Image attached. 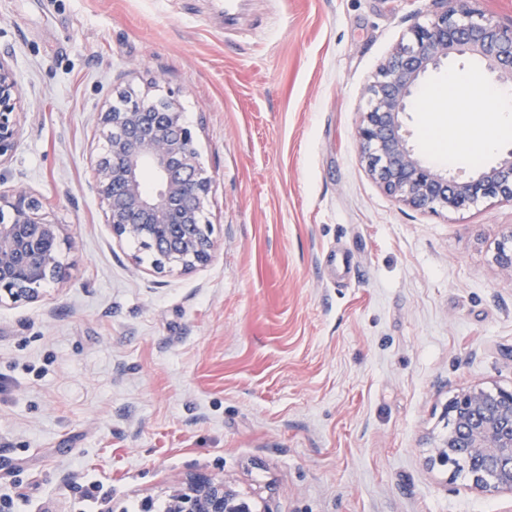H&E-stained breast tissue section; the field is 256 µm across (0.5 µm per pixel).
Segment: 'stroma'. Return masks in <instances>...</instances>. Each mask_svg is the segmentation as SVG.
Returning <instances> with one entry per match:
<instances>
[{
	"label": "stroma",
	"instance_id": "obj_1",
	"mask_svg": "<svg viewBox=\"0 0 512 512\" xmlns=\"http://www.w3.org/2000/svg\"><path fill=\"white\" fill-rule=\"evenodd\" d=\"M0 0L21 134L0 186L61 226L64 278L0 302V504L163 512L205 471L274 512H512L431 456L447 406L512 388V205L414 210L356 128L434 0ZM422 81L447 113L449 73ZM175 94L213 181L216 248L153 272L95 190V116ZM140 263H133V256Z\"/></svg>",
	"mask_w": 512,
	"mask_h": 512
}]
</instances>
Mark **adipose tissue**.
Here are the masks:
<instances>
[{
    "instance_id": "ef3b65f1",
    "label": "adipose tissue",
    "mask_w": 512,
    "mask_h": 512,
    "mask_svg": "<svg viewBox=\"0 0 512 512\" xmlns=\"http://www.w3.org/2000/svg\"><path fill=\"white\" fill-rule=\"evenodd\" d=\"M493 114L485 129L471 137L460 135V115L452 112L448 115V129L450 136L448 143L450 151L449 160H456L466 154L484 153L492 150L498 138L512 129V92L504 89L497 90L492 101Z\"/></svg>"
}]
</instances>
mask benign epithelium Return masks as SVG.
<instances>
[{
	"label": "benign epithelium",
	"mask_w": 512,
	"mask_h": 512,
	"mask_svg": "<svg viewBox=\"0 0 512 512\" xmlns=\"http://www.w3.org/2000/svg\"><path fill=\"white\" fill-rule=\"evenodd\" d=\"M438 11L411 30L368 89L357 137L368 171L380 187L413 209H466L482 199L512 204V149L476 175L459 176L426 165L410 148L404 116L422 78L445 61L477 59L499 85L512 84V23L502 24L472 6L475 0H435ZM20 87L0 59V165L20 136ZM106 142L94 161L95 185L106 221L118 240H133L154 255L152 268L190 270L206 265L215 249L203 203L211 178L199 164L193 132L177 98L135 96L128 108L96 113ZM156 189L146 191L145 172ZM61 225L25 189L0 190V302L36 301L62 274ZM512 272V230L494 255ZM452 431L432 461L468 460L472 485L482 492H512V389L470 387L448 405ZM167 512H272L224 479L198 472L167 498Z\"/></svg>",
	"instance_id": "benign-epithelium-1"
}]
</instances>
